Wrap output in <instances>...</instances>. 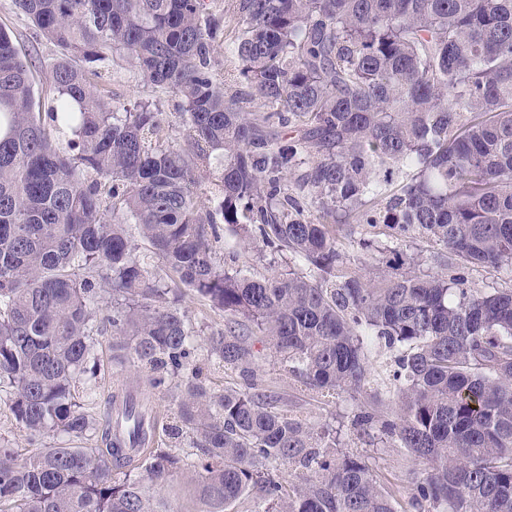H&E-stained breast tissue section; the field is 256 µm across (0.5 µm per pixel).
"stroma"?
Masks as SVG:
<instances>
[{
    "label": "stroma",
    "instance_id": "obj_1",
    "mask_svg": "<svg viewBox=\"0 0 512 512\" xmlns=\"http://www.w3.org/2000/svg\"><path fill=\"white\" fill-rule=\"evenodd\" d=\"M0 27L5 28L26 53L33 65L37 87L48 86L51 79L50 63L59 51L56 47L37 37L30 22L20 14L13 0H0ZM106 89L113 101L130 106L140 100H150L165 114L170 140L175 146L185 143L184 127L177 109V100L169 94H158L145 86L138 72L128 64L113 66L107 77ZM110 336L98 337L95 354L101 368L100 384L79 378L75 385L77 399L88 404L97 421H104L109 410V398L116 385L142 393L144 402L173 422V401L168 392L151 388L148 372L139 367H120L111 359ZM257 358L256 374L261 389L277 396L280 406L289 414L308 420L313 425L329 424L340 428L341 447L354 454L366 457L378 478L393 487L401 500L411 496V474L424 473L425 465L414 461L407 451L380 444L352 426L357 403L351 398L320 393L306 387L298 378L286 373L269 344L258 341L254 344Z\"/></svg>",
    "mask_w": 512,
    "mask_h": 512
}]
</instances>
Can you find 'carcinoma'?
Here are the masks:
<instances>
[{"label":"carcinoma","instance_id":"obj_1","mask_svg":"<svg viewBox=\"0 0 512 512\" xmlns=\"http://www.w3.org/2000/svg\"><path fill=\"white\" fill-rule=\"evenodd\" d=\"M14 2L62 57L37 93L0 27V391L32 439L81 436L95 419L72 383L108 332L114 364L171 392L163 436L189 434L196 453L121 448L110 419L103 448L50 444L20 460L1 446L0 512H172L143 480L184 472L207 512H401L336 429L260 392L256 335L286 372L353 398L372 383L369 345L384 343L395 414L360 405L352 424L427 463L411 506L512 512V287L475 290L460 273L512 267V0H235L246 92L216 78L224 15L211 0ZM116 55L178 97L186 148L154 103L118 106L96 87ZM256 98L276 110L251 111ZM53 130L71 131L70 153ZM219 161L199 193L195 170ZM128 220L224 313L205 346ZM221 224L259 239L270 271L220 253ZM359 226L380 235L356 238ZM417 239L443 248L430 272L408 251ZM374 253L388 275L366 271ZM201 360L242 383L211 387ZM144 416L123 397L116 420L134 441ZM129 224V230L132 233V237L135 240V243L138 244L137 252L138 254L144 259L145 263L147 264V267L149 271L152 273V275L156 277H160L162 279V282L168 286V288H179L177 282H175L172 277L166 276L165 272L159 270L157 268V260L154 258L153 254L150 251L149 246L141 241L137 235V231L135 230V224L133 223H127Z\"/></svg>","mask_w":512,"mask_h":512}]
</instances>
